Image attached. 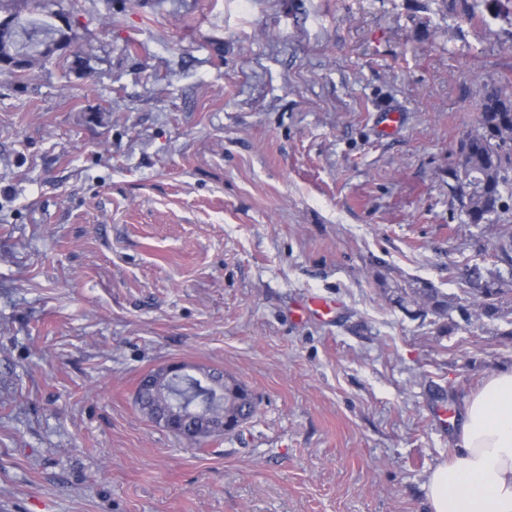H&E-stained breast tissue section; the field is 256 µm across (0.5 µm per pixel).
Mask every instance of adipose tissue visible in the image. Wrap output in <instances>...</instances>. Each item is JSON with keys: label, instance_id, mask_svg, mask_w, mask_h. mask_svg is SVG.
<instances>
[{"label": "adipose tissue", "instance_id": "1", "mask_svg": "<svg viewBox=\"0 0 512 512\" xmlns=\"http://www.w3.org/2000/svg\"><path fill=\"white\" fill-rule=\"evenodd\" d=\"M459 445L429 479L430 512H512V371L491 375L467 402Z\"/></svg>", "mask_w": 512, "mask_h": 512}]
</instances>
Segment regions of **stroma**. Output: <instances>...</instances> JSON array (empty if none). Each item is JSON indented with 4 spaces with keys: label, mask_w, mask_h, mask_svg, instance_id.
<instances>
[{
    "label": "stroma",
    "mask_w": 512,
    "mask_h": 512,
    "mask_svg": "<svg viewBox=\"0 0 512 512\" xmlns=\"http://www.w3.org/2000/svg\"><path fill=\"white\" fill-rule=\"evenodd\" d=\"M0 0L74 51L0 69V512H428L495 372L506 225L450 188L512 13L478 0ZM400 114L381 128L383 112ZM447 297L439 316L405 302ZM332 320L297 314L314 295ZM175 362L256 413L195 445L134 394ZM410 298L413 303L420 302L430 307L432 311L440 316L448 315V300L445 299L435 288H417L412 291Z\"/></svg>",
    "instance_id": "35a3bbf8"
}]
</instances>
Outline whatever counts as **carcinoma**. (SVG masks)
Returning a JSON list of instances; mask_svg holds the SVG:
<instances>
[{
	"label": "carcinoma",
	"instance_id": "1",
	"mask_svg": "<svg viewBox=\"0 0 512 512\" xmlns=\"http://www.w3.org/2000/svg\"><path fill=\"white\" fill-rule=\"evenodd\" d=\"M45 38L66 46L76 39V34L51 24L19 27L14 37L7 40V53L14 57L24 55L28 64L40 55L26 47ZM480 112L478 128L467 135L460 150L468 156V168L464 172L455 169L452 177L463 190L462 209L467 223L500 224L504 210L503 199L512 195V92L503 88L487 90L478 103ZM421 302L440 316L448 315V300L434 288H417L412 291V302ZM188 401L191 409L204 413L222 412L228 419V430L233 431L253 417L256 404L249 390L234 381L224 394V403H206L195 393L190 380L169 381L158 384L155 390L145 386L141 392L140 409L156 424L163 422L158 408L167 401Z\"/></svg>",
	"mask_w": 512,
	"mask_h": 512
}]
</instances>
